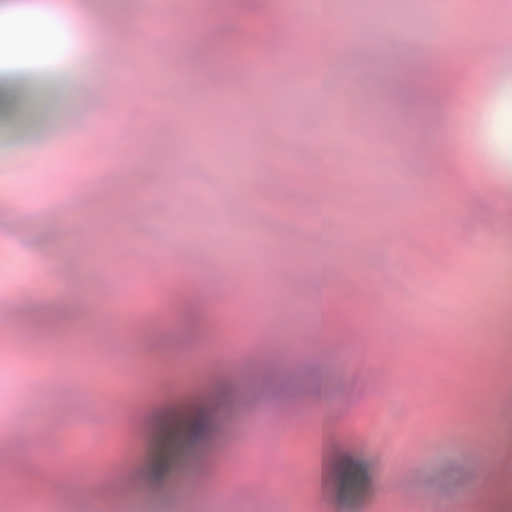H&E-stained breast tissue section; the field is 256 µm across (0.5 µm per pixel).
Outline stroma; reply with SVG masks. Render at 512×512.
Listing matches in <instances>:
<instances>
[{
  "instance_id": "stroma-1",
  "label": "stroma",
  "mask_w": 512,
  "mask_h": 512,
  "mask_svg": "<svg viewBox=\"0 0 512 512\" xmlns=\"http://www.w3.org/2000/svg\"><path fill=\"white\" fill-rule=\"evenodd\" d=\"M70 2L54 20L67 45L61 63L0 64L13 78L0 108V283L26 336L0 339V448L13 451L15 481L52 512H86L92 494L55 481L50 459L107 479L122 470L112 512H188V478L197 512H278L283 497L288 512H311L308 485L283 475L304 464L314 434L302 419L318 411L330 463L320 512H448L478 492L498 457L489 434L512 439L494 403L512 397V383L492 384L489 332L497 320L512 326V209L466 195L473 174L512 188V0L477 19L500 45L492 75L463 72L446 98L410 107L394 89L431 68L436 36L453 40L448 0L418 11L381 0L378 39L349 21L346 0H318L336 44L318 56L305 26L207 56L179 18L160 39L141 28L147 0ZM86 13L125 17L111 56L96 51ZM280 43L309 61L288 64ZM144 45L178 75L176 96L155 94ZM259 56L271 73L263 87L243 78ZM80 68L134 83L85 95L75 111L65 90ZM384 132L397 145L423 138L457 150L441 166L421 152L383 154L374 179L352 146L373 149ZM106 152L120 171L100 166ZM252 155L263 168L225 202ZM26 193L31 216L14 222ZM406 224L415 234H403ZM148 259L174 268L168 286L144 289L136 314L104 308L101 296L123 293V273ZM336 260L348 268L340 283L320 273ZM318 300L332 351L304 341ZM45 310L53 326H42ZM381 347L396 354L385 376L369 366ZM211 353L223 371H194ZM186 367L177 399L209 414L206 436L173 424L103 428L92 405L100 376L176 377ZM22 416L45 426L40 445L17 430ZM244 459L265 491L237 471Z\"/></svg>"
}]
</instances>
